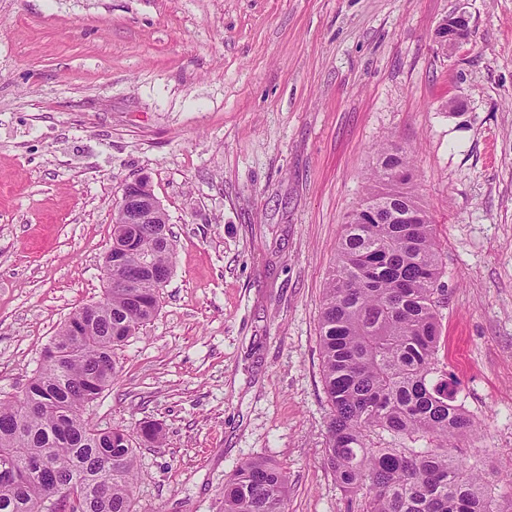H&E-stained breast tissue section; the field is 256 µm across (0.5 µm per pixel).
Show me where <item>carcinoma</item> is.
I'll return each mask as SVG.
<instances>
[{
	"label": "carcinoma",
	"mask_w": 512,
	"mask_h": 512,
	"mask_svg": "<svg viewBox=\"0 0 512 512\" xmlns=\"http://www.w3.org/2000/svg\"><path fill=\"white\" fill-rule=\"evenodd\" d=\"M412 178L408 151H377L325 288L326 464L347 512H512V497L495 494L455 446L475 428L438 358L443 262ZM409 213L417 223H402ZM172 254L168 224L136 225L135 242L116 256L134 286L75 310L23 395L0 399V512H135L137 451L163 444L160 431L108 430L86 411L118 376V347L157 314ZM74 486L75 498L50 502ZM287 498L288 471L269 461H242L225 480L224 512H285Z\"/></svg>",
	"instance_id": "obj_1"
}]
</instances>
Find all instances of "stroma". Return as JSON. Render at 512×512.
<instances>
[{
    "mask_svg": "<svg viewBox=\"0 0 512 512\" xmlns=\"http://www.w3.org/2000/svg\"><path fill=\"white\" fill-rule=\"evenodd\" d=\"M460 9L448 54L434 31ZM387 144L438 230L439 357L481 464L512 474V0H0V399L102 299L122 189L144 178L171 277L87 411L163 430L136 512H223L247 459L287 469L286 512H343L319 314ZM471 33V17L465 11H457L448 16L434 32L437 45L451 52L468 40Z\"/></svg>",
    "mask_w": 512,
    "mask_h": 512,
    "instance_id": "obj_1",
    "label": "stroma"
}]
</instances>
